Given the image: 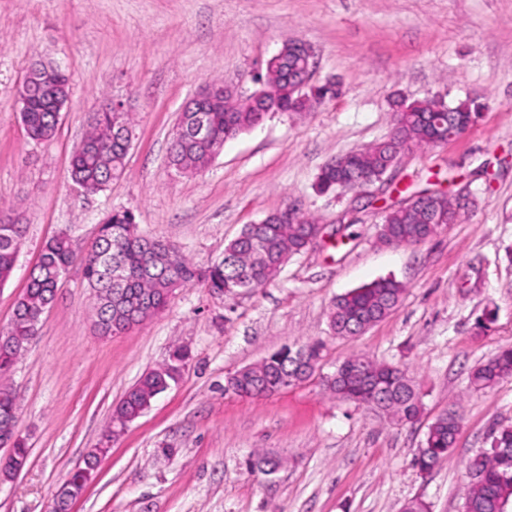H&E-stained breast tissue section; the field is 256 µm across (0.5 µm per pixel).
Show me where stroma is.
I'll return each instance as SVG.
<instances>
[{
    "label": "stroma",
    "instance_id": "stroma-1",
    "mask_svg": "<svg viewBox=\"0 0 512 512\" xmlns=\"http://www.w3.org/2000/svg\"><path fill=\"white\" fill-rule=\"evenodd\" d=\"M317 53L316 82L340 95L301 114L272 112L227 140L202 172L168 164L178 112L207 83L246 97L283 43ZM61 63L70 96L50 140L30 139L18 90L36 63ZM441 96L479 105L456 140L402 152L385 183L318 193L327 162L387 140L391 102ZM132 117L124 175L83 196L74 151L103 102ZM470 194L455 224L410 246L378 240L385 209L422 191ZM289 207L324 224L327 238L292 257L277 281L227 301L199 284L127 332L103 337L80 264L8 377L29 460L0 483V512H48L69 472L99 447L112 407L178 345L191 354L177 384L113 438L74 512H462L466 465L512 425V378L490 389L472 370L512 347V0H0V211L25 226L16 267L0 286V329L46 240L76 251L115 211L140 231L205 265L247 224ZM381 277L405 288L398 308L355 339L332 336L339 295ZM323 345L318 375L242 397L225 388L244 366L305 343ZM362 353L406 369L422 402L411 423L336 400L321 378ZM459 409L448 459L412 465L429 424ZM267 453L272 479L243 460Z\"/></svg>",
    "mask_w": 512,
    "mask_h": 512
}]
</instances>
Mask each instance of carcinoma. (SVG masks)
Masks as SVG:
<instances>
[{"label":"carcinoma","mask_w":512,"mask_h":512,"mask_svg":"<svg viewBox=\"0 0 512 512\" xmlns=\"http://www.w3.org/2000/svg\"><path fill=\"white\" fill-rule=\"evenodd\" d=\"M277 86L273 104L240 101L234 111L218 105L203 113L209 137L201 139L194 129L198 113L179 114V130L174 133L168 163L183 174L206 169L224 147V142L264 120L269 112H306L321 103L329 90L321 85L316 92L296 89L301 79L300 56L290 52L277 69L267 72ZM56 94L69 95V78L60 67L49 72L32 68L29 107L20 119L34 141L52 138L57 129V113L50 111L46 86ZM396 127L392 136L327 163L319 173L316 188L325 193L343 184L352 187L361 179L383 174L392 156L412 145H434L435 134L454 133L459 120L476 117L479 107L468 102L450 105L436 97L393 102ZM129 151L128 140L112 124V113L96 112L90 130L76 149L70 177L88 192L107 187L124 172ZM457 211L444 194L439 195L435 212L428 206L404 205L386 210L378 231L386 245H417L455 223ZM316 220L302 217L288 223L285 214L266 216V222L247 224L241 233L224 245V255L204 267L195 265L174 246L139 231L134 215L115 211L101 224L98 235L84 253L72 248L70 237L62 233L49 239L42 248L23 295L17 300L10 326L0 332V376L7 374L31 339L37 335L42 315L54 303L59 278L72 264L83 268L88 287L95 297L94 328L98 335H119L143 323L165 308L173 292L199 283L214 294L233 300L244 292L252 293L272 284L288 261L308 249L309 232ZM24 235V225L10 216L0 217V286L15 267ZM403 285L391 277L378 278L334 300L329 312V328L334 336L355 337L391 315L403 295ZM318 343L300 345L287 352H276L262 362L246 366L228 381V387L245 397L273 394L294 382L301 384L315 373L321 359ZM190 353L177 346L167 361L147 371L115 405L112 417L130 423L140 417L158 394L178 381ZM512 377V347L498 351L471 374L476 390L492 388ZM326 393L342 401L364 405L393 415L398 421H415L422 408L419 393L407 373L397 366L354 355L339 363L323 377ZM13 391L0 386V447L10 448L0 460V474L11 477L28 462L29 448L24 438L8 442L4 431L18 421ZM460 415L449 411L429 426L424 446L414 466L429 472L448 458L456 442ZM96 460L87 456L84 467L74 471L64 483L78 493L94 473ZM282 466L279 458L251 455L245 469L271 476ZM468 469L478 472L475 483H467L462 512H505L512 503V426L500 428L490 447L476 454Z\"/></svg>","instance_id":"obj_1"}]
</instances>
